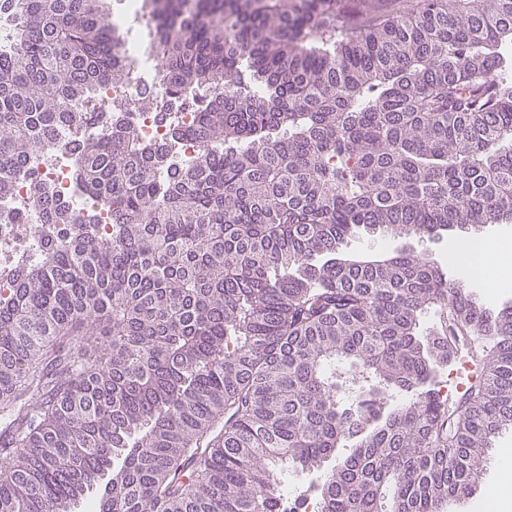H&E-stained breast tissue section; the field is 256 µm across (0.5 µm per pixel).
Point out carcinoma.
I'll return each mask as SVG.
<instances>
[{
	"instance_id": "carcinoma-1",
	"label": "carcinoma",
	"mask_w": 512,
	"mask_h": 512,
	"mask_svg": "<svg viewBox=\"0 0 512 512\" xmlns=\"http://www.w3.org/2000/svg\"><path fill=\"white\" fill-rule=\"evenodd\" d=\"M143 2L156 83L195 110L174 137L203 144L178 165L119 107L93 132L86 103L133 79L108 0H0V202L26 178L40 223L74 226L0 297V512L101 484V512H276L290 471L324 472L320 512L484 493L512 306L347 245L512 223V0ZM62 148L111 234L36 180ZM461 336L481 369L450 402Z\"/></svg>"
}]
</instances>
